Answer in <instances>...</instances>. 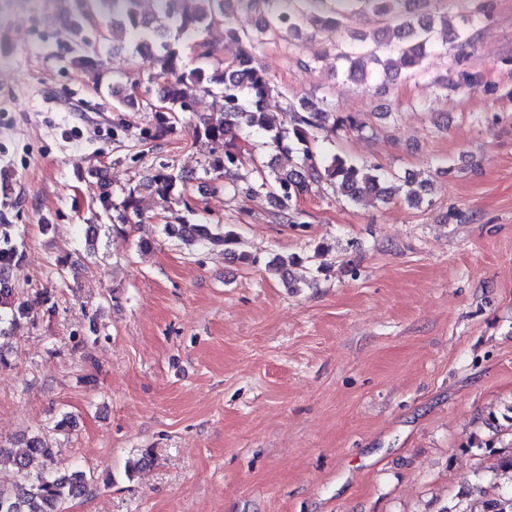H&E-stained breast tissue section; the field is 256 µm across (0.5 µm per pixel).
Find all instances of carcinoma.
Segmentation results:
<instances>
[{
    "instance_id": "1",
    "label": "carcinoma",
    "mask_w": 512,
    "mask_h": 512,
    "mask_svg": "<svg viewBox=\"0 0 512 512\" xmlns=\"http://www.w3.org/2000/svg\"><path fill=\"white\" fill-rule=\"evenodd\" d=\"M74 2L66 23L80 29L99 17L112 28L124 27L134 36L130 56L149 52L156 62L157 72L148 79L149 86L141 94L123 90L112 94L117 109L151 113V123L141 131L139 140L155 141L172 133L182 114L194 111L199 93L219 89L224 118L199 116L194 125L195 141L206 149L204 171H213L231 182L235 180L243 165L238 145L240 119H246L248 126L267 135L276 155L268 160L252 158L257 180L246 187L244 195L248 199L265 196L273 200L275 216L296 230L306 228L299 202L315 187L326 186L358 204L366 195L387 202L393 186L371 165L313 150L318 130L329 123L334 128L359 129L356 117L343 116L328 104L320 106L301 99L286 109L291 116L287 126L279 127L272 121L265 102L274 92L275 83L259 64L262 46L275 40L291 44L313 26L339 29L345 21L366 12L388 17L396 21V42L388 44L386 55L363 45H349L339 54L344 62V80L367 84L378 79L385 83L403 70L424 69L425 60L438 50L434 39L437 24L448 25V15L437 13L432 0H238L260 15L259 24L250 31L233 24L226 10L227 0H151L153 9L149 14L141 8L143 0ZM478 22L476 17H463L457 27L448 29V37L471 47V31ZM215 25L224 26V41L232 48V57L226 64L216 59L212 67L205 68L198 62L215 59L214 46L206 40L199 41L195 56L189 58L181 39L199 35ZM78 66L98 79L103 60L97 54H83L78 57ZM153 85L159 87L156 97L152 95ZM144 190L164 201L173 200L196 214L183 173L161 163L125 190L120 203H114L106 191L100 195L103 208L113 212V230L123 231L130 216H140L139 194ZM164 231L187 244L222 247L233 256L241 247L235 231L221 224H207L200 218L166 224ZM21 259L14 225L0 224V325L6 322L13 327L17 318L46 303L41 293L16 303L15 289L3 273ZM34 455L44 458L49 469L32 476L27 468ZM53 464L54 450L40 436L27 439L25 450L15 458L20 480L13 489L0 490V512H64L68 499L84 494L88 485L84 472L55 468ZM499 470L504 482L498 485V493L482 502V512H512V455L501 460Z\"/></svg>"
}]
</instances>
